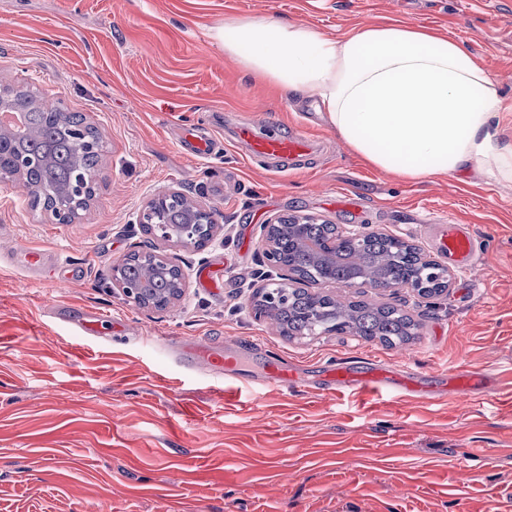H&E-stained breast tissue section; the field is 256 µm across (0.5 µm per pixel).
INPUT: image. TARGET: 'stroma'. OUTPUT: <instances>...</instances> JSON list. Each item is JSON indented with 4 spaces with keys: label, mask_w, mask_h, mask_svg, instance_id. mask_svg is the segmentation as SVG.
<instances>
[{
    "label": "stroma",
    "mask_w": 512,
    "mask_h": 512,
    "mask_svg": "<svg viewBox=\"0 0 512 512\" xmlns=\"http://www.w3.org/2000/svg\"><path fill=\"white\" fill-rule=\"evenodd\" d=\"M237 18L332 38L371 24L452 36L499 85L512 142V0H0V82L82 113L104 141L95 195L73 223L32 209L21 180H0V512H512V182L468 172L413 182L369 167L312 98L225 56L212 32ZM193 125L214 133V156L182 153L178 133ZM245 127L306 137L316 151L298 170L253 166ZM171 189L217 210L218 227L205 247L167 245L186 290L157 311L113 288L112 268L157 246L139 215ZM287 215L382 233L436 260L432 225L467 224L482 249L431 304L316 284L401 309L417 324L407 342L288 337L249 304L266 271L261 227ZM16 249L61 253L84 275L31 280ZM206 268L221 287H200ZM88 313L113 322L111 342L72 333ZM187 339L215 350L249 341L255 383L179 369L169 351ZM270 352L305 388L264 383ZM363 358L433 388L463 365L498 390L438 400L311 390L319 366Z\"/></svg>",
    "instance_id": "35a3bbf8"
}]
</instances>
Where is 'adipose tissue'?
I'll return each instance as SVG.
<instances>
[{"label": "adipose tissue", "mask_w": 512, "mask_h": 512, "mask_svg": "<svg viewBox=\"0 0 512 512\" xmlns=\"http://www.w3.org/2000/svg\"><path fill=\"white\" fill-rule=\"evenodd\" d=\"M213 37L246 74L315 97L327 124L375 169L410 181L465 169L512 181L499 88L454 38L372 25L336 39L256 19L227 22Z\"/></svg>", "instance_id": "obj_1"}]
</instances>
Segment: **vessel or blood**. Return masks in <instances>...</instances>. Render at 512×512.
<instances>
[{"instance_id": "vessel-or-blood-1", "label": "vessel or blood", "mask_w": 512, "mask_h": 512, "mask_svg": "<svg viewBox=\"0 0 512 512\" xmlns=\"http://www.w3.org/2000/svg\"><path fill=\"white\" fill-rule=\"evenodd\" d=\"M179 143L186 155L193 158H204L213 153L211 137L197 129H182ZM249 145L250 158L256 163L274 159L295 160L305 156L309 149L308 142L303 137H284L278 134L251 137ZM436 246L458 266L469 269L476 263V240L466 225H438ZM18 258L36 281L42 280L60 261L58 254L29 250L19 252ZM175 358L187 371L208 370L215 375L233 380L242 377L236 356L216 354L208 347L192 340L184 341L178 346ZM268 374L270 380L286 390L297 388L300 382L296 371L281 367L275 359L268 363ZM441 381L444 391L451 394H470L490 383L489 377L480 371L459 367L442 374ZM314 388L323 396H332L344 390L363 394L384 391L421 398L432 395L417 373L401 366H388L372 360L361 366L350 363L329 364L320 372L314 382Z\"/></svg>"}]
</instances>
